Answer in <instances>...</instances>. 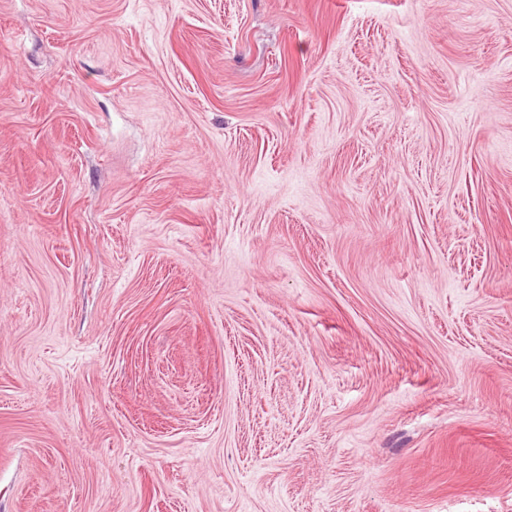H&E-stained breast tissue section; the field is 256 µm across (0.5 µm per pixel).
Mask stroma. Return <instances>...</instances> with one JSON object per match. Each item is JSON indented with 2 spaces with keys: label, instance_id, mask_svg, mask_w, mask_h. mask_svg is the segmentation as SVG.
I'll return each mask as SVG.
<instances>
[{
  "label": "stroma",
  "instance_id": "1",
  "mask_svg": "<svg viewBox=\"0 0 512 512\" xmlns=\"http://www.w3.org/2000/svg\"><path fill=\"white\" fill-rule=\"evenodd\" d=\"M0 512H512V0H0Z\"/></svg>",
  "mask_w": 512,
  "mask_h": 512
}]
</instances>
